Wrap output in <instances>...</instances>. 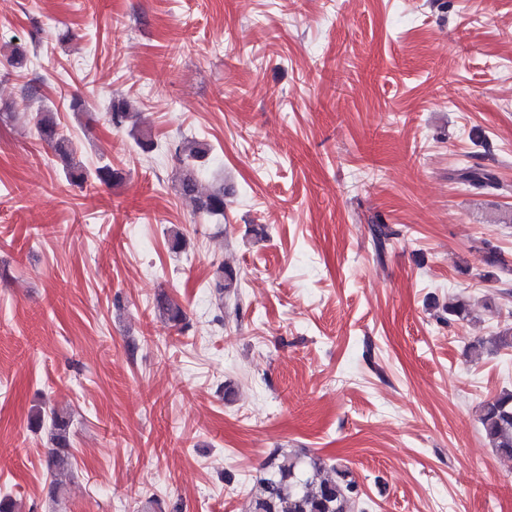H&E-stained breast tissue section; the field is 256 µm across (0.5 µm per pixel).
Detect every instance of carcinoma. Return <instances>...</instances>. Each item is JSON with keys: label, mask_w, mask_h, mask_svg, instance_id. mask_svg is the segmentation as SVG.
I'll return each instance as SVG.
<instances>
[{"label": "carcinoma", "mask_w": 512, "mask_h": 512, "mask_svg": "<svg viewBox=\"0 0 512 512\" xmlns=\"http://www.w3.org/2000/svg\"><path fill=\"white\" fill-rule=\"evenodd\" d=\"M138 113L126 98L112 100L109 121L115 128L138 129ZM37 132L41 140L51 145L66 166L70 181L85 184L88 174L72 158V148L60 134L58 123L51 112L40 113ZM210 151L208 144L197 140H183L175 148V154L184 164L180 179L181 194L188 199L195 212L211 218L224 217V185L202 190L195 163L205 158ZM463 184L498 187L495 176L480 166H464L457 172ZM373 244L378 259H383L387 241L396 235L386 224H374L371 228ZM216 306L224 309V297L237 294L238 279L235 272L219 265L213 279ZM155 311L159 316L176 325L186 319L182 306L166 294L156 298ZM483 432L504 460H512V391H504L481 408L479 417ZM52 463L57 471L72 464L70 419L66 412H51ZM326 469L323 458L317 455L275 450L263 461L260 475L256 479L245 512H356L357 485L348 469L334 467V476L324 477Z\"/></svg>", "instance_id": "1"}]
</instances>
